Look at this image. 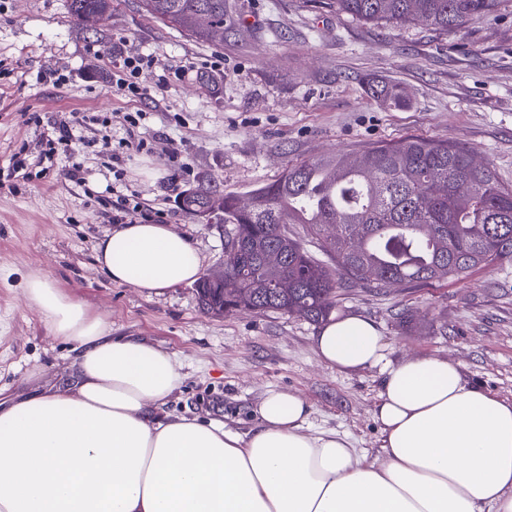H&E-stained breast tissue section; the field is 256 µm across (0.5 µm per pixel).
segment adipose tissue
Returning a JSON list of instances; mask_svg holds the SVG:
<instances>
[{
  "label": "adipose tissue",
  "instance_id": "ef3b65f1",
  "mask_svg": "<svg viewBox=\"0 0 512 512\" xmlns=\"http://www.w3.org/2000/svg\"><path fill=\"white\" fill-rule=\"evenodd\" d=\"M113 283L148 293L196 281L201 260L165 224H124L95 248ZM26 300L73 344L68 386L0 403V512H512V401L436 357L386 364L369 320L324 322L314 349L342 372L382 367L381 458L305 433L300 394L271 390L241 434L153 412L182 378L170 353L113 338L102 315L34 271Z\"/></svg>",
  "mask_w": 512,
  "mask_h": 512
}]
</instances>
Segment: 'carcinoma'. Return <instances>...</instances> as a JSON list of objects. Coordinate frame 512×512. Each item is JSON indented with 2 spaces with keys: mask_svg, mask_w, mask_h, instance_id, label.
I'll return each instance as SVG.
<instances>
[{
  "mask_svg": "<svg viewBox=\"0 0 512 512\" xmlns=\"http://www.w3.org/2000/svg\"><path fill=\"white\" fill-rule=\"evenodd\" d=\"M153 19L211 43L224 28V0H139ZM499 0H330L339 13L390 27L420 22L458 30L492 16ZM113 0H70L77 20L112 12ZM371 93L398 105L400 86L370 79ZM250 206L212 180L180 192L182 210L211 209L228 224L224 285L202 276L196 293L203 310L282 311L310 322L327 320L343 284L376 288L462 278L512 254V188L492 169L475 166L457 144L405 137L359 156L339 153L286 165L274 180L249 191ZM304 225V237L288 225ZM311 242L329 259H315ZM292 288L281 292L275 281Z\"/></svg>",
  "mask_w": 512,
  "mask_h": 512,
  "instance_id": "obj_1",
  "label": "carcinoma"
}]
</instances>
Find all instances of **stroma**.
Segmentation results:
<instances>
[{
    "mask_svg": "<svg viewBox=\"0 0 512 512\" xmlns=\"http://www.w3.org/2000/svg\"><path fill=\"white\" fill-rule=\"evenodd\" d=\"M224 43H204L115 0L88 31L69 0H0V401L67 384L71 343L52 333L26 301V276L57 287L104 316L113 335L172 354L182 384L160 417L199 418L246 432L270 390L310 406L305 431L347 436L368 460L379 456L374 416L380 369L342 372L314 350L318 330L280 312L204 313L194 285L149 295L111 283L95 245L124 201L146 203L187 236L203 271L224 262V227L186 215L180 190L201 178L245 195L290 161L359 153L413 135L448 140L512 187V0L460 30L359 21L326 0H225ZM143 51L158 69L188 68L131 101L112 91V57ZM65 74V84L45 81ZM399 84L405 104L374 97L367 78ZM143 111L146 152L122 139L127 115ZM82 120L93 145L39 157L53 122ZM124 158L116 181L112 157ZM29 159L28 179L11 174ZM336 315L375 324L387 359H448L468 382L512 400V256L461 280L339 290Z\"/></svg>",
    "mask_w": 512,
    "mask_h": 512,
    "instance_id": "obj_1",
    "label": "stroma"
}]
</instances>
